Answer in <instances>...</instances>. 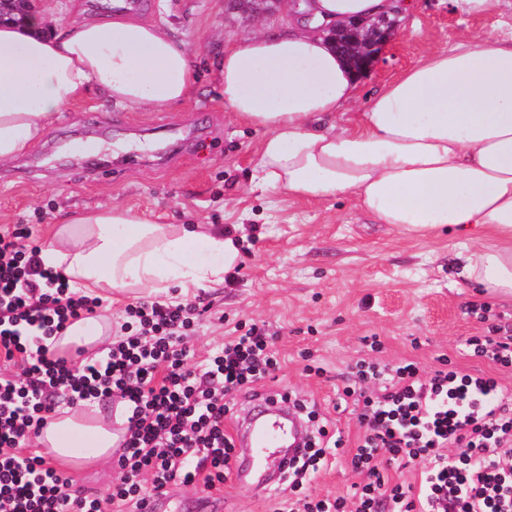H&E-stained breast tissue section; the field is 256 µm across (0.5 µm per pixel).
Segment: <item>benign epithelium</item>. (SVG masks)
<instances>
[{"label":"benign epithelium","instance_id":"benign-epithelium-1","mask_svg":"<svg viewBox=\"0 0 512 512\" xmlns=\"http://www.w3.org/2000/svg\"><path fill=\"white\" fill-rule=\"evenodd\" d=\"M36 3L37 0H0V22H26L34 14ZM320 31L327 33L336 49L358 70L370 69L395 35L394 23L388 19L322 25Z\"/></svg>","mask_w":512,"mask_h":512}]
</instances>
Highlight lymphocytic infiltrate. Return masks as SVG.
<instances>
[{
    "instance_id": "f902f5d3",
    "label": "lymphocytic infiltrate",
    "mask_w": 512,
    "mask_h": 512,
    "mask_svg": "<svg viewBox=\"0 0 512 512\" xmlns=\"http://www.w3.org/2000/svg\"><path fill=\"white\" fill-rule=\"evenodd\" d=\"M27 225L0 229V512H142L170 485L212 489L234 472L235 440L225 421L241 392L276 369L274 335L251 324L200 363H190L183 335L197 315L192 302L129 306V330L105 358L75 361L51 338L95 312L99 301L45 268ZM467 352L512 367V326L465 341ZM376 396L343 388L364 429L350 454L362 483L334 501L302 496L307 476L346 455L341 434L319 425L281 478L291 494L276 512H512V394L491 375L421 370L415 363L358 361ZM120 397L127 431L108 495L71 489L30 442L55 408ZM420 465L418 484L392 481L384 456Z\"/></svg>"
}]
</instances>
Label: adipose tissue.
<instances>
[{
	"instance_id": "obj_1",
	"label": "adipose tissue",
	"mask_w": 512,
	"mask_h": 512,
	"mask_svg": "<svg viewBox=\"0 0 512 512\" xmlns=\"http://www.w3.org/2000/svg\"><path fill=\"white\" fill-rule=\"evenodd\" d=\"M394 8L393 0H312L309 27H258L216 65L224 103L265 132L259 185L298 199L349 194L380 223L453 233L469 244L459 253L464 276L512 301V37L464 35L429 51L373 96L353 126H337L355 72L317 28L373 21ZM45 22L40 12L25 25L0 23V164L25 155L90 88L144 109L193 90L186 50L158 25L117 14L45 35ZM242 246L202 224H160L115 205L63 217L41 260L108 300L222 281ZM111 334L99 315L74 321L54 346L92 352ZM116 440L95 411L70 409L36 438L59 464L74 463L84 442L108 460Z\"/></svg>"
}]
</instances>
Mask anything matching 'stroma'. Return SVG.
<instances>
[{
    "instance_id": "stroma-1",
    "label": "stroma",
    "mask_w": 512,
    "mask_h": 512,
    "mask_svg": "<svg viewBox=\"0 0 512 512\" xmlns=\"http://www.w3.org/2000/svg\"><path fill=\"white\" fill-rule=\"evenodd\" d=\"M140 18L163 27L192 55L193 93L151 110L121 106L102 93L67 106L26 155L0 166V226L30 225L37 244L64 211L122 205L169 224H212L245 235L239 272L191 291L202 308L185 338L195 359L222 345L239 323H265L281 362L262 395L296 393L355 444L352 406H337L357 359L440 363L473 374H497L512 391V369L495 370L468 356L463 342L512 324V305L484 296L460 275L455 240L445 231L404 234L362 214L355 200L291 199L254 186L263 130L240 121L220 95L215 62L242 43L256 23L287 27L286 8L255 18L234 0H150ZM397 34L361 75L346 118L433 49L453 47L460 33L476 39L512 36V7L463 11L458 0H411ZM488 315H481V307ZM378 337L371 349L368 337ZM361 476L348 458L315 474L308 493L335 498ZM215 512H274L270 484L232 478L210 490Z\"/></svg>"
}]
</instances>
